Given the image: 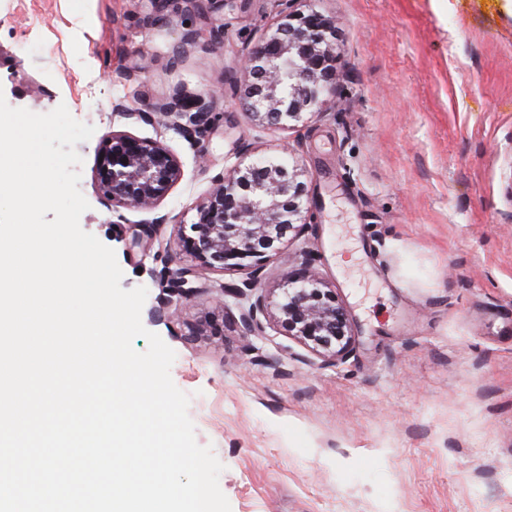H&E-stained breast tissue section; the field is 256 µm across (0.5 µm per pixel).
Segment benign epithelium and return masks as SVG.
<instances>
[{
    "label": "benign epithelium",
    "mask_w": 512,
    "mask_h": 512,
    "mask_svg": "<svg viewBox=\"0 0 512 512\" xmlns=\"http://www.w3.org/2000/svg\"><path fill=\"white\" fill-rule=\"evenodd\" d=\"M336 27L315 7L286 8L247 53V79L236 86L239 102L258 123L288 129L312 112H324L336 95ZM117 115L149 122L152 113H173L175 129L195 141L207 129L210 106L178 89L151 111L116 106ZM181 178L180 162L165 145L148 138L114 136L100 148L98 180L103 205L152 210ZM309 189L303 174L285 159L269 156L236 161L215 189L194 207L182 249L199 265L219 269H251L252 277L228 284L222 294L246 302L237 319L242 336L264 331L267 298L259 277L265 263L287 240L303 231L309 211ZM166 293L158 297L153 316L165 317L173 304L196 294L189 271L177 269ZM278 322L311 352L343 357L353 342L346 310L303 257L284 281L274 304Z\"/></svg>",
    "instance_id": "benign-epithelium-1"
}]
</instances>
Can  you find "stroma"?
<instances>
[{
	"label": "stroma",
	"mask_w": 512,
	"mask_h": 512,
	"mask_svg": "<svg viewBox=\"0 0 512 512\" xmlns=\"http://www.w3.org/2000/svg\"><path fill=\"white\" fill-rule=\"evenodd\" d=\"M278 0H224L199 17L175 0H0V96L95 128L78 143L81 228L112 248L121 286L146 287V329L176 353L198 444L212 446L231 512H512V8L507 0H316L336 26V96L283 131L242 109L246 54ZM199 31L196 45L183 42ZM98 95H90V87ZM213 99L192 144L170 119L132 124L176 90ZM161 140L184 176L156 212L100 203L99 147ZM312 177L308 225L266 263L281 287L301 252L348 312L355 342L320 358L275 322L239 335L224 285L181 227L237 152ZM166 216L133 245L137 225ZM198 289L149 315L166 269Z\"/></svg>",
	"instance_id": "obj_1"
}]
</instances>
